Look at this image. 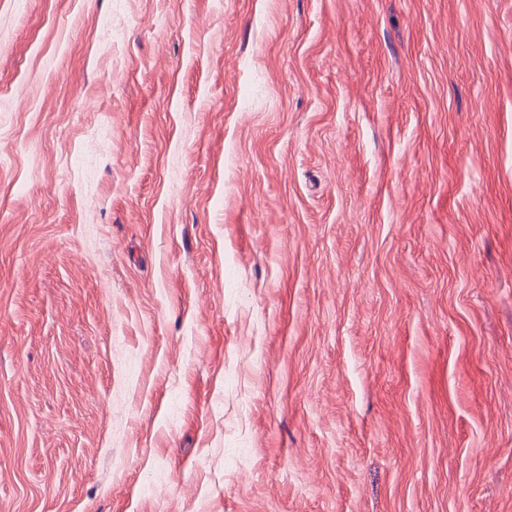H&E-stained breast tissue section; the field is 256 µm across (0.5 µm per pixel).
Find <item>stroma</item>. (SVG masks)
I'll return each mask as SVG.
<instances>
[{
    "mask_svg": "<svg viewBox=\"0 0 512 512\" xmlns=\"http://www.w3.org/2000/svg\"><path fill=\"white\" fill-rule=\"evenodd\" d=\"M0 512H512V0H0Z\"/></svg>",
    "mask_w": 512,
    "mask_h": 512,
    "instance_id": "1",
    "label": "stroma"
}]
</instances>
